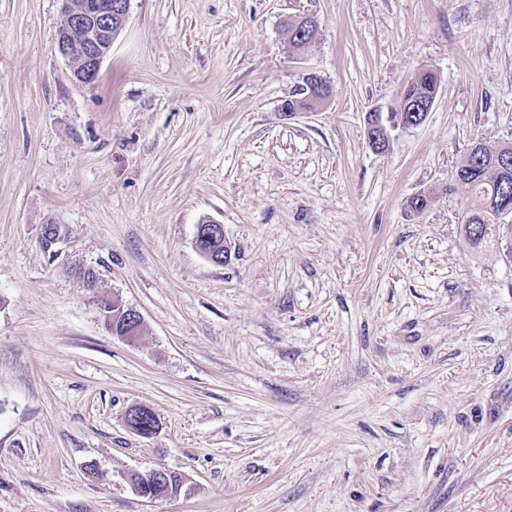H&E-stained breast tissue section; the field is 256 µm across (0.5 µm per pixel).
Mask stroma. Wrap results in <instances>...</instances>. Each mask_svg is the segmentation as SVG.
I'll return each mask as SVG.
<instances>
[{
  "label": "stroma",
  "instance_id": "1",
  "mask_svg": "<svg viewBox=\"0 0 512 512\" xmlns=\"http://www.w3.org/2000/svg\"><path fill=\"white\" fill-rule=\"evenodd\" d=\"M62 22L0 0V512H512V231L471 249L456 179L512 143V0H131L92 86ZM423 67L427 120L372 150ZM158 468L180 493L138 496ZM285 26L288 29V37L290 45L294 49L305 48V46L310 45L314 42L319 33L317 27L315 28V33L312 39V34H308L309 30H306V21L302 20L301 17L291 18L286 22ZM439 86V77L434 70L418 71L411 81L397 94L390 107L395 111L399 106L402 96L405 100H421L436 98ZM221 235L224 236L223 224H217L215 222L209 221L200 224L196 228V233L194 237V248L196 249V251L201 256H203L208 262L217 266L221 265L222 260H220L219 257L214 254V252L210 251L205 244L207 241L215 240L219 238ZM110 302H107L106 299H101L99 303L106 329L112 333L113 319L114 322H117L113 327V333L115 332L117 337L125 342H135L140 335L143 325L142 315L133 307L123 304L116 296H112V301ZM109 314H112V317ZM121 323L124 327V333ZM121 334L122 336H119Z\"/></svg>",
  "mask_w": 512,
  "mask_h": 512
}]
</instances>
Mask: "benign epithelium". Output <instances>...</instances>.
Listing matches in <instances>:
<instances>
[{
  "instance_id": "benign-epithelium-1",
  "label": "benign epithelium",
  "mask_w": 512,
  "mask_h": 512,
  "mask_svg": "<svg viewBox=\"0 0 512 512\" xmlns=\"http://www.w3.org/2000/svg\"><path fill=\"white\" fill-rule=\"evenodd\" d=\"M64 14L56 39L58 53L69 63L74 82L81 85H92L96 82L101 64L112 49L116 36L112 33V0H61ZM302 92L306 97L314 99L320 105L329 98L328 90L322 80L304 84ZM432 109L429 102L416 103L412 106L402 105L400 113L391 117V110L374 107L368 112L366 137L368 143L375 141L388 142L391 133L397 129L408 130L420 126ZM411 112V117L403 113ZM224 234V225L209 221L196 228L194 248L208 262L221 265L222 260L210 251L206 242L215 240ZM112 319L121 321L124 333L120 339L133 343L141 332L142 315L133 307L127 306L114 296L112 297ZM152 416L146 406L131 408L126 415L128 428L141 437H150L153 429L141 424L145 417Z\"/></svg>"
}]
</instances>
